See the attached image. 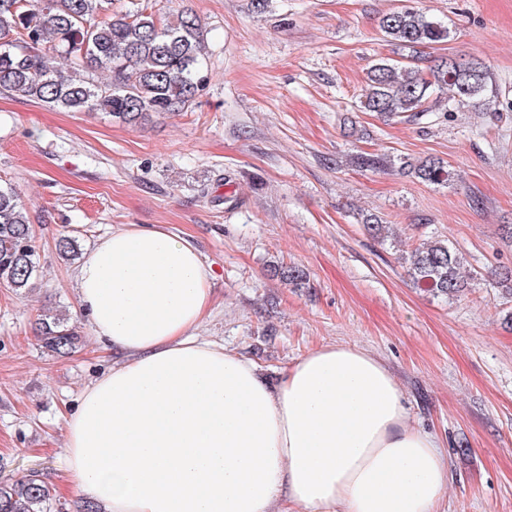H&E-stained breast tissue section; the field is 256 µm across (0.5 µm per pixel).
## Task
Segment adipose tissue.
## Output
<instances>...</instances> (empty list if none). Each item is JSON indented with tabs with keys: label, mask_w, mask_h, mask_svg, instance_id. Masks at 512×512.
<instances>
[{
	"label": "adipose tissue",
	"mask_w": 512,
	"mask_h": 512,
	"mask_svg": "<svg viewBox=\"0 0 512 512\" xmlns=\"http://www.w3.org/2000/svg\"><path fill=\"white\" fill-rule=\"evenodd\" d=\"M91 332L121 359L65 419L68 472L106 512H438L451 472L411 427L388 366L319 346L278 384L197 336L210 270L185 236L128 224L74 272Z\"/></svg>",
	"instance_id": "adipose-tissue-1"
}]
</instances>
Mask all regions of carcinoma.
<instances>
[{"instance_id":"obj_1","label":"carcinoma","mask_w":512,"mask_h":512,"mask_svg":"<svg viewBox=\"0 0 512 512\" xmlns=\"http://www.w3.org/2000/svg\"><path fill=\"white\" fill-rule=\"evenodd\" d=\"M380 30L403 63L382 59L367 76L361 108L385 120L419 119L439 92L449 102L498 99L487 66L478 59L426 50L448 42V26L415 8L383 15ZM206 46L200 18L191 10L164 11L153 0L134 12L112 10V0H0V91L50 108L99 111L128 125L151 114L180 112L206 85ZM430 61L423 67L421 63ZM352 164L374 171L394 165L429 184L444 185L451 172L439 158L413 161L361 153ZM366 227L378 239L391 225L368 215ZM65 260L78 244L61 236L56 244ZM411 279L436 295H454L465 287L462 255L445 240H424L404 259ZM287 285L306 278L298 266H280ZM34 234L29 211L11 187L0 186V287L17 295L35 288ZM36 335L44 352L64 357L83 344L67 315L45 310ZM53 485L31 470L0 481V512H52Z\"/></svg>"}]
</instances>
